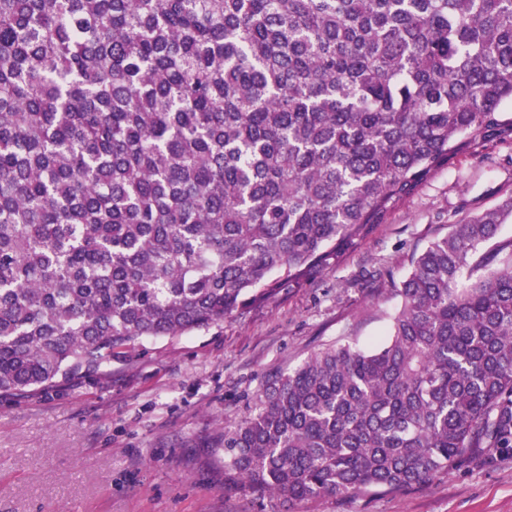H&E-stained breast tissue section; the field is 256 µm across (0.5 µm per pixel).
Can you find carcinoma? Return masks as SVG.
<instances>
[{
  "mask_svg": "<svg viewBox=\"0 0 512 512\" xmlns=\"http://www.w3.org/2000/svg\"><path fill=\"white\" fill-rule=\"evenodd\" d=\"M509 102L512 0H0V393L305 287ZM510 218L413 256L381 345L272 376L224 474L291 510L512 452Z\"/></svg>",
  "mask_w": 512,
  "mask_h": 512,
  "instance_id": "carcinoma-1",
  "label": "carcinoma"
}]
</instances>
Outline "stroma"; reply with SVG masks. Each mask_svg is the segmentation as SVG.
Returning <instances> with one entry per match:
<instances>
[{
	"mask_svg": "<svg viewBox=\"0 0 512 512\" xmlns=\"http://www.w3.org/2000/svg\"><path fill=\"white\" fill-rule=\"evenodd\" d=\"M510 198L512 139L477 137L305 288L207 330L146 339L103 375L0 395V512H272L225 479V423L244 415L269 375L326 345L381 342L398 305L390 280L450 225ZM294 512H512V454Z\"/></svg>",
	"mask_w": 512,
	"mask_h": 512,
	"instance_id": "1",
	"label": "stroma"
}]
</instances>
